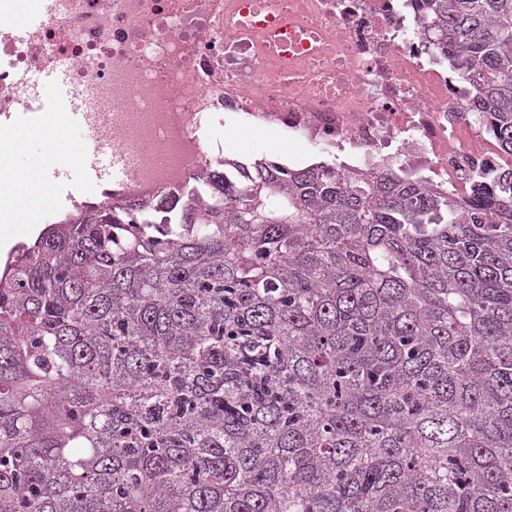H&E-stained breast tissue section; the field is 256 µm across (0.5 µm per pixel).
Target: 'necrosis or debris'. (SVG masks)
<instances>
[{"label":"necrosis or debris","instance_id":"necrosis-or-debris-1","mask_svg":"<svg viewBox=\"0 0 512 512\" xmlns=\"http://www.w3.org/2000/svg\"><path fill=\"white\" fill-rule=\"evenodd\" d=\"M417 16L414 0H50L34 24L0 0V130L24 106V75L66 71L84 130L76 159L134 161L123 180L68 188L77 212L207 193L228 112L304 149L349 151L364 173L398 139L414 171L456 183L499 157Z\"/></svg>","mask_w":512,"mask_h":512}]
</instances>
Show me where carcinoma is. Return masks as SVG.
<instances>
[{"instance_id":"cac0c4a2","label":"carcinoma","mask_w":512,"mask_h":512,"mask_svg":"<svg viewBox=\"0 0 512 512\" xmlns=\"http://www.w3.org/2000/svg\"><path fill=\"white\" fill-rule=\"evenodd\" d=\"M512 158V0H420ZM0 276V512H512V165L224 161Z\"/></svg>"}]
</instances>
